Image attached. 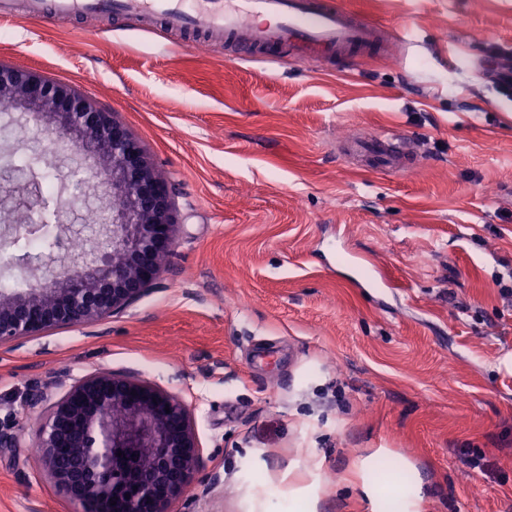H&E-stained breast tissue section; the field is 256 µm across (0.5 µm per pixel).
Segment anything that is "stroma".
Returning a JSON list of instances; mask_svg holds the SVG:
<instances>
[{
  "instance_id": "1",
  "label": "stroma",
  "mask_w": 512,
  "mask_h": 512,
  "mask_svg": "<svg viewBox=\"0 0 512 512\" xmlns=\"http://www.w3.org/2000/svg\"><path fill=\"white\" fill-rule=\"evenodd\" d=\"M360 57H228L139 18H0V62L108 104L176 189V245L124 312L0 344V512H81L36 460L31 385L113 371L191 408L200 463L168 512H372L360 460L397 454L418 512H512V101L478 72L512 0H337ZM21 165L46 133L0 116ZM395 133L402 166L346 141ZM487 467L469 468L467 451Z\"/></svg>"
}]
</instances>
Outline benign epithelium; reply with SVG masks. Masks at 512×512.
<instances>
[{"label": "benign epithelium", "mask_w": 512, "mask_h": 512, "mask_svg": "<svg viewBox=\"0 0 512 512\" xmlns=\"http://www.w3.org/2000/svg\"><path fill=\"white\" fill-rule=\"evenodd\" d=\"M0 100L45 118L76 152L56 151L82 169L91 158L112 197L108 221L91 229L90 259L45 271V285L0 289V343L60 325H83L124 311L165 271L176 241L173 188L154 172L142 142L96 100L43 75L0 63ZM18 186L0 177V211L21 215L0 226V243L30 236L33 203L8 204ZM31 389L28 405L45 406L36 447L54 484L85 512H167L190 488L199 441L189 405L132 376L98 371L75 378L57 401Z\"/></svg>", "instance_id": "7a95c632"}]
</instances>
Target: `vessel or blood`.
Here are the masks:
<instances>
[{
    "instance_id": "1",
    "label": "vessel or blood",
    "mask_w": 512,
    "mask_h": 512,
    "mask_svg": "<svg viewBox=\"0 0 512 512\" xmlns=\"http://www.w3.org/2000/svg\"><path fill=\"white\" fill-rule=\"evenodd\" d=\"M85 13L101 18L133 14L161 19L175 32L201 30L224 35L231 44L248 39L250 46H296L303 53L345 55L376 42L378 26L364 22L338 8L333 0H30V19L45 22L52 15ZM372 169L395 164V154L382 138L365 145Z\"/></svg>"
}]
</instances>
